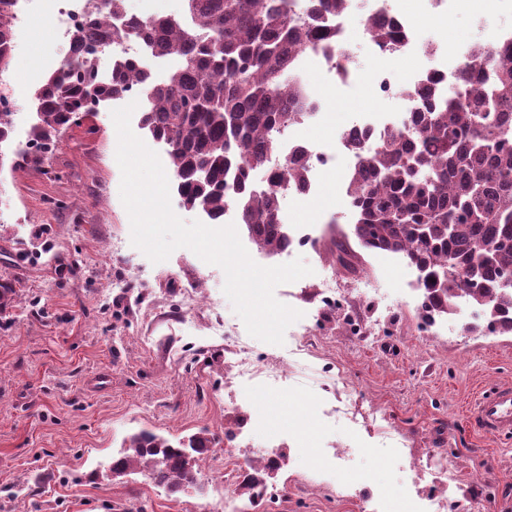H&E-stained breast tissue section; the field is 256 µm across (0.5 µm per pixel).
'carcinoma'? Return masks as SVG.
<instances>
[{
  "instance_id": "1",
  "label": "carcinoma",
  "mask_w": 512,
  "mask_h": 512,
  "mask_svg": "<svg viewBox=\"0 0 512 512\" xmlns=\"http://www.w3.org/2000/svg\"><path fill=\"white\" fill-rule=\"evenodd\" d=\"M297 17L292 0H185L183 20L128 13L125 0H87V20L72 54L34 91L36 120L27 162L38 164L59 128L80 114L133 92L143 102L140 125L165 145L180 203L215 219L232 204L256 247L276 255L288 244L280 221L284 192L304 189L310 152L283 159L268 170L264 187L250 180L277 151L276 130L310 116L308 94L295 56L323 46L341 65L349 50L328 42L327 13L349 0H313ZM17 17L0 0V73L13 59ZM366 37L385 48L401 39L397 25L366 18ZM149 43L155 58H175L178 67L162 82L136 61L112 67L106 81L95 77L92 51L120 40ZM458 84L441 100L426 77L415 110L403 126L373 142H352L364 154L351 172L346 196L355 218L351 237H334L332 256L355 273L351 241L366 251L403 256L419 271L424 319L440 317L459 298L481 311L483 322L463 330L512 334V46L476 43L467 52ZM13 112H0V144L12 146ZM213 441L201 430L173 441L149 429L130 434L112 467L142 468L152 484L175 494L196 480L199 462ZM258 469L238 484L239 497L256 506Z\"/></svg>"
}]
</instances>
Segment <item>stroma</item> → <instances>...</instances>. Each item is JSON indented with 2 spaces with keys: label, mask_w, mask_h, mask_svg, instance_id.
I'll return each instance as SVG.
<instances>
[{
  "label": "stroma",
  "mask_w": 512,
  "mask_h": 512,
  "mask_svg": "<svg viewBox=\"0 0 512 512\" xmlns=\"http://www.w3.org/2000/svg\"><path fill=\"white\" fill-rule=\"evenodd\" d=\"M59 3L34 0L36 20L16 29L10 70L18 78L15 138L22 142L37 86L26 63L40 57L45 74L66 55ZM363 20L360 12L350 20L351 87L338 89L314 69L300 74L332 101L301 131L317 147H333L359 117L403 112L401 100L380 94L377 66L405 81L428 65L423 52L376 64L358 36ZM415 22L420 44L442 46L437 62L452 69L471 45L512 29V0H451L444 13L424 5ZM112 110L105 105L91 124L62 133L40 165L14 156L0 165V284L15 290L0 314V512H216L224 498L228 343L215 329L247 331L223 292L220 267L186 248L155 264L132 245ZM349 177L340 165L310 196L286 197L283 221L304 223L314 209L320 236L350 230ZM303 259L312 275L275 290L302 318L287 328L283 345L250 341L258 363L284 358L286 372L237 386L241 400L265 415L244 450L288 456L277 475L278 512H354L344 497L351 486L383 500L387 512H420L407 448L447 459L449 492L468 497L469 512H512V438L478 433L466 417L480 390L512 384V334L467 333L455 315L425 333L416 272L398 255L362 252L356 277L317 252ZM331 276L345 303L360 310L362 326L385 318L377 340L347 344L336 321L320 313L318 296ZM306 334L316 342L304 352L297 344ZM340 359L361 394L380 406L392 439L339 413ZM141 429L171 439L208 431L215 447L194 487L170 496L143 472L112 476L123 439ZM337 448L347 449L346 459L333 460Z\"/></svg>",
  "instance_id": "obj_1"
}]
</instances>
